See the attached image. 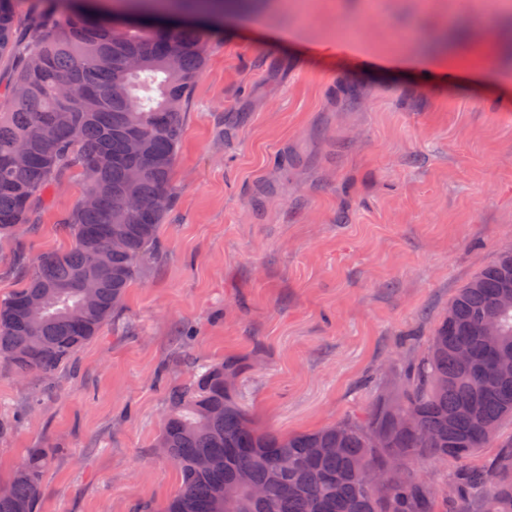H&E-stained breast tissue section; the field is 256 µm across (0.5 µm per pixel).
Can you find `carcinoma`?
<instances>
[{
    "label": "carcinoma",
    "instance_id": "cac0c4a2",
    "mask_svg": "<svg viewBox=\"0 0 512 512\" xmlns=\"http://www.w3.org/2000/svg\"><path fill=\"white\" fill-rule=\"evenodd\" d=\"M105 16L92 0H34L19 36L20 0H0V56L19 44L10 101L0 108V240L34 229L71 172L84 195L62 219L68 249L34 260L19 250L21 286L0 301V363L49 378L122 307L130 284L159 260V230L175 204L172 174L209 27L201 0H134ZM92 279L96 295L83 282ZM512 248L448 304L426 356L361 420L279 436L248 409L241 359L196 366L173 388L155 447L169 448L180 488L164 512H512V442L488 465L469 459L512 418ZM40 301L36 309L27 300ZM497 341L484 336L486 320ZM463 349L467 360L457 355ZM209 466L201 468L198 461ZM450 461L440 494L412 468ZM49 449L31 448L0 484V512H38ZM260 489L255 501L250 490Z\"/></svg>",
    "mask_w": 512,
    "mask_h": 512
}]
</instances>
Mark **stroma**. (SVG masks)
I'll return each mask as SVG.
<instances>
[{"label":"stroma","mask_w":512,"mask_h":512,"mask_svg":"<svg viewBox=\"0 0 512 512\" xmlns=\"http://www.w3.org/2000/svg\"><path fill=\"white\" fill-rule=\"evenodd\" d=\"M253 0L213 31L185 113L161 258L53 377L0 366V481L54 447L40 512L161 508L180 485L154 447L194 364L246 359L249 410L289 435L362 419L428 350L460 288L512 248V110L492 89L354 69L419 63L481 35L485 0ZM334 45L332 59L312 52ZM72 175L11 264L65 248Z\"/></svg>","instance_id":"obj_1"}]
</instances>
